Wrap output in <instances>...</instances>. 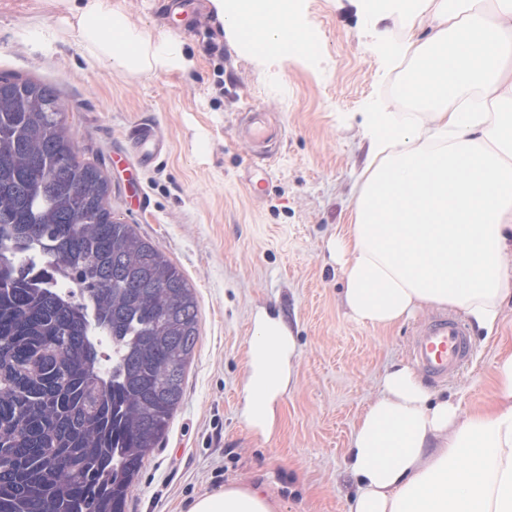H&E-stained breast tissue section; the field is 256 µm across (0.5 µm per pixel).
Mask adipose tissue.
I'll return each instance as SVG.
<instances>
[{
    "label": "adipose tissue",
    "instance_id": "ef3b65f1",
    "mask_svg": "<svg viewBox=\"0 0 512 512\" xmlns=\"http://www.w3.org/2000/svg\"><path fill=\"white\" fill-rule=\"evenodd\" d=\"M125 0H51L89 58L116 73H188L178 40L134 20ZM397 18L387 61L400 75L391 101L364 113L369 163L357 177L347 232L330 250L343 304L358 323L389 329L448 307L492 335L512 299V0H364ZM225 34L268 65L310 56L315 36L295 0H211ZM410 104L407 112L396 111ZM242 417L272 430L295 385L298 342L263 309L247 340ZM483 410L430 392L405 365L386 369L352 433L355 480L347 512H512V352L493 368ZM269 496L233 483L189 512H275Z\"/></svg>",
    "mask_w": 512,
    "mask_h": 512
}]
</instances>
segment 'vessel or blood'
<instances>
[{
  "mask_svg": "<svg viewBox=\"0 0 512 512\" xmlns=\"http://www.w3.org/2000/svg\"><path fill=\"white\" fill-rule=\"evenodd\" d=\"M139 164L156 160L166 148L159 130L150 124L138 126L132 137ZM471 344L466 328L453 318H441L421 330L412 347L414 362L430 377L446 379L467 361Z\"/></svg>",
  "mask_w": 512,
  "mask_h": 512,
  "instance_id": "1",
  "label": "vessel or blood"
}]
</instances>
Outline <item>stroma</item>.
<instances>
[{
  "label": "stroma",
  "mask_w": 512,
  "mask_h": 512,
  "mask_svg": "<svg viewBox=\"0 0 512 512\" xmlns=\"http://www.w3.org/2000/svg\"><path fill=\"white\" fill-rule=\"evenodd\" d=\"M167 3L125 0L135 19L183 42L196 59L186 75L106 71L87 62L46 0H0V76L57 87L83 158L111 182L115 217L180 269L198 301L184 398L166 441L146 456L127 512H187L197 495L232 483L269 491L278 512H346L354 425L384 370L411 364L417 332L438 316L423 310L387 331L354 321L327 250L348 229L367 162L361 115L392 94L384 44L399 29L390 19L373 24L360 0H300L302 19L319 34L316 56L279 71L227 37L210 0L184 20ZM252 112L281 129L258 195L249 183L254 146L238 134ZM142 123L163 132L166 152L149 166L114 165ZM262 307L281 313L299 345L296 388L267 435L241 418L247 340ZM470 338V361L425 383L469 409L495 397L492 365L512 349V300L492 338L475 330Z\"/></svg>",
  "instance_id": "obj_1"
}]
</instances>
